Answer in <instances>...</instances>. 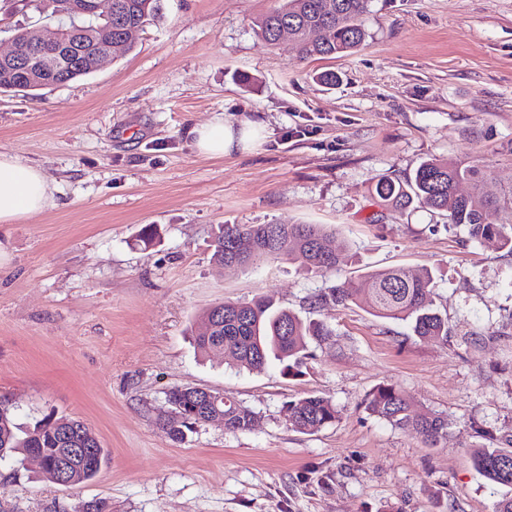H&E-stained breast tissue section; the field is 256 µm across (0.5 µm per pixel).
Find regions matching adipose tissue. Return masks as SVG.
Here are the masks:
<instances>
[{
	"instance_id": "obj_1",
	"label": "adipose tissue",
	"mask_w": 512,
	"mask_h": 512,
	"mask_svg": "<svg viewBox=\"0 0 512 512\" xmlns=\"http://www.w3.org/2000/svg\"><path fill=\"white\" fill-rule=\"evenodd\" d=\"M260 122L248 120L234 126L223 116L196 125L188 134L198 153L221 157L255 147ZM52 198V187L40 168L0 152V223L11 224L45 208Z\"/></svg>"
}]
</instances>
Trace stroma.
Wrapping results in <instances>:
<instances>
[{
    "label": "stroma",
    "mask_w": 512,
    "mask_h": 512,
    "mask_svg": "<svg viewBox=\"0 0 512 512\" xmlns=\"http://www.w3.org/2000/svg\"><path fill=\"white\" fill-rule=\"evenodd\" d=\"M280 4L161 0L103 69L0 92V151L53 187L42 211L0 224V396L23 423L84 421L108 454L77 489L0 461V512H493L502 491L471 450L512 432V254L421 204L383 208L375 185L432 157L473 165L500 202L490 221L512 224V0H371L364 44L335 59L268 45L255 22ZM54 26L0 0L1 49L15 28ZM326 71L336 85L318 81ZM217 114L262 121L255 149L198 154L187 131ZM275 223L325 225L349 255L323 273L213 261L217 225ZM395 266L435 273L447 341L354 305L309 306ZM259 296L326 322L335 344L259 373L196 352L203 312ZM382 384L445 417L446 439L432 448L371 415ZM175 387L223 392L258 422L173 442L159 423ZM308 395L332 399L336 423L292 428L284 405Z\"/></svg>",
    "instance_id": "35a3bbf8"
}]
</instances>
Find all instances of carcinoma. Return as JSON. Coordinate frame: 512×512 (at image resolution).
<instances>
[{
	"instance_id": "carcinoma-1",
	"label": "carcinoma",
	"mask_w": 512,
	"mask_h": 512,
	"mask_svg": "<svg viewBox=\"0 0 512 512\" xmlns=\"http://www.w3.org/2000/svg\"><path fill=\"white\" fill-rule=\"evenodd\" d=\"M68 0H39V12L55 21L63 16ZM370 0H284L276 11L256 21L258 34L270 45L279 42L288 30L303 58L326 59L347 54L365 40L362 17ZM161 9L160 0H112V20L99 21L101 28L112 29V39L132 47L130 30L140 31L154 20ZM487 172L476 167L462 168L455 163L430 158L404 179L382 178L375 185L376 196L387 207L405 208L415 202L440 211L453 224L464 225L470 237L512 254V224H493L488 212L497 202L484 192ZM469 181L473 192L461 195L457 186ZM332 232L318 224H221L214 231L213 259L220 265L233 263L237 269L253 268L269 261H290L307 270L328 271L345 256L326 249ZM434 278L430 271L411 273L404 268L373 270L362 283L343 282L315 299L338 307L355 304L381 318L405 321L420 338L448 341V319L434 307L430 296ZM211 324L208 334L196 335L198 352L207 356L220 348L224 362L250 371H263L273 361L285 368L297 366L308 354L309 344L329 343L334 331L324 322L304 318L280 307L271 297L250 302L226 301L203 314ZM168 403L178 416L160 423L173 441L184 439L185 431L209 422L213 415L224 416V428L249 432L257 422V413L220 392L199 402L190 387L168 393ZM373 416L391 425L423 436L434 447L448 434V420L432 412L410 411V403L392 384L376 388L366 402ZM339 418L336 405L329 399L310 395L288 402V423L300 432H316ZM72 440L92 441L101 459L106 452L101 441L82 421L65 415L47 416L34 424L20 425L4 399L0 400V451L13 454L41 453L47 460L43 477L57 483L58 463ZM477 472L507 492L496 502L494 512H512V435L488 436V442L473 452ZM70 478L80 487L101 471L91 463L74 461Z\"/></svg>"
}]
</instances>
